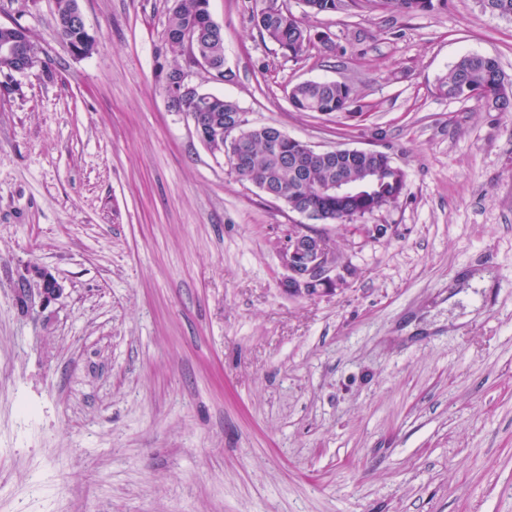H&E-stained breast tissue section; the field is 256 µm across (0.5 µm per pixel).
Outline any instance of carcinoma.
Masks as SVG:
<instances>
[{"mask_svg": "<svg viewBox=\"0 0 512 512\" xmlns=\"http://www.w3.org/2000/svg\"><path fill=\"white\" fill-rule=\"evenodd\" d=\"M315 15L333 13L342 0H303ZM383 8L397 13L433 12L447 7V0H378ZM78 0H55L58 34L66 44L91 54L96 39L65 26ZM250 21L260 37L288 49L297 59L311 43L312 30L288 9L264 12L249 7ZM190 39L212 61L224 62V36L212 20L210 0H176L167 17L166 39L171 48L185 56V39ZM450 98H475L498 112H512V82L503 73L497 58L465 55L439 79ZM176 111L184 112L200 125L227 129L226 120L240 115L238 104L212 93L182 101L168 95ZM353 86L336 81H305L293 85L288 101L296 112H316L331 116L350 110L356 102ZM305 142L291 138L279 128L265 125L242 126L232 139H224L226 154L239 153L245 163L231 171L256 185L266 195L281 201L288 211L322 224H339L348 229L359 219L397 204L407 187L406 172L385 153H352L336 147L317 160L307 161ZM343 181L355 187L348 195L320 193L318 187Z\"/></svg>", "mask_w": 512, "mask_h": 512, "instance_id": "cac0c4a2", "label": "carcinoma"}]
</instances>
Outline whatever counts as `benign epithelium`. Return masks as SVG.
Returning <instances> with one entry per match:
<instances>
[{
	"instance_id": "obj_1",
	"label": "benign epithelium",
	"mask_w": 512,
	"mask_h": 512,
	"mask_svg": "<svg viewBox=\"0 0 512 512\" xmlns=\"http://www.w3.org/2000/svg\"><path fill=\"white\" fill-rule=\"evenodd\" d=\"M1 57L12 62L13 72H24L33 68L35 50L24 30L20 29L0 42ZM207 67V60L196 50L189 49L179 87L185 90L192 86L194 70H204ZM194 130L212 153H224V140L221 136H214L197 125ZM278 255L285 271L287 291L295 296L313 297L334 292L343 287L346 276L350 274L349 269L340 262L331 238L306 224H295L291 227L278 246ZM14 292L18 309L26 313L33 308V297H38L40 306L44 307L58 300L62 296L63 288L49 270L33 265L18 276Z\"/></svg>"
}]
</instances>
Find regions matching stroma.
I'll return each instance as SVG.
<instances>
[{"label": "stroma", "mask_w": 512, "mask_h": 512, "mask_svg": "<svg viewBox=\"0 0 512 512\" xmlns=\"http://www.w3.org/2000/svg\"><path fill=\"white\" fill-rule=\"evenodd\" d=\"M247 0H210L236 101L318 149L407 173L367 241L323 225L352 273L289 295L276 243L303 216L242 181L162 89L173 0H0L42 65L0 74V512H512V113L451 100L464 55L512 79V20L478 0L401 14L374 0L310 17L298 59ZM307 80L358 112H296ZM62 297L20 312L26 266ZM78 5V0H56L55 1V21L58 34L67 44V46L74 44L76 47L81 46L83 54H91L96 47V39L94 36L84 34L83 36L76 30L82 29L85 33H89L84 16L80 9L69 15V13ZM69 15V16H68ZM68 16V17H67ZM67 18V25L72 28L69 29L65 26ZM72 47L71 51L75 55H82L80 50Z\"/></svg>", "instance_id": "1"}]
</instances>
